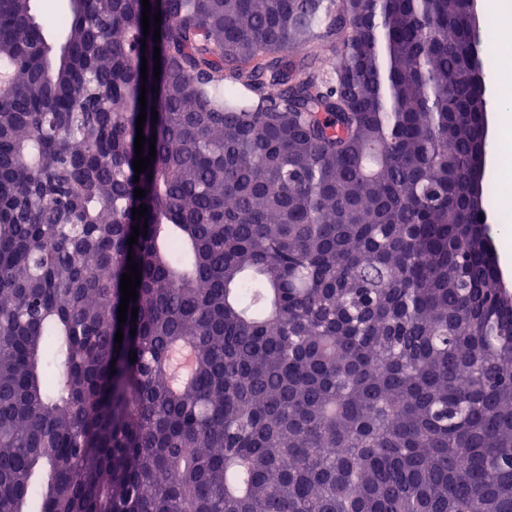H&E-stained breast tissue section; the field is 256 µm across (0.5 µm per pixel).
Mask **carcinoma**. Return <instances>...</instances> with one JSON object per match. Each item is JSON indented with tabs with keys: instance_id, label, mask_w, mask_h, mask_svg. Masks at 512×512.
<instances>
[{
	"instance_id": "1",
	"label": "carcinoma",
	"mask_w": 512,
	"mask_h": 512,
	"mask_svg": "<svg viewBox=\"0 0 512 512\" xmlns=\"http://www.w3.org/2000/svg\"><path fill=\"white\" fill-rule=\"evenodd\" d=\"M149 2L0 0V512H512L470 0ZM71 0H31L32 11L44 26L47 36L59 40L62 36V26L55 22L58 13L67 14L70 11Z\"/></svg>"
}]
</instances>
